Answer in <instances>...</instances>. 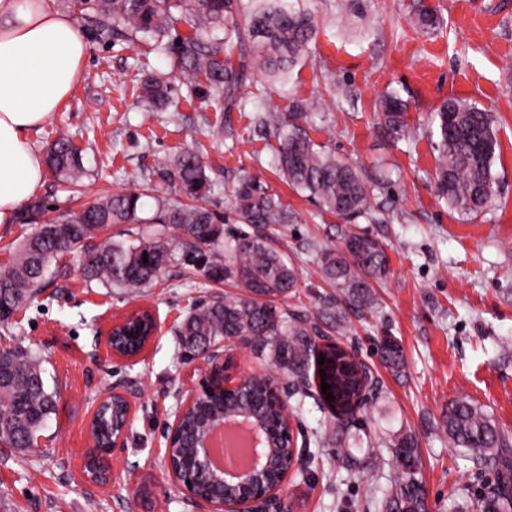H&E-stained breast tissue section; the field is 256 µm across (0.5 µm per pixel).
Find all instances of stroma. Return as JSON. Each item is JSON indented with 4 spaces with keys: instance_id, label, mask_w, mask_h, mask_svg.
<instances>
[{
    "instance_id": "stroma-1",
    "label": "stroma",
    "mask_w": 512,
    "mask_h": 512,
    "mask_svg": "<svg viewBox=\"0 0 512 512\" xmlns=\"http://www.w3.org/2000/svg\"><path fill=\"white\" fill-rule=\"evenodd\" d=\"M363 2L354 10L351 0H315L320 30L308 60L294 70L287 96L270 92L259 107L283 111L294 100L317 103L311 137L375 181L372 202L383 221L359 226L386 245L388 272L374 285L375 309L349 311L338 324L325 318L336 293L315 270L321 250L341 241L344 222L319 214L278 178L276 141L254 129L250 112H232L230 129L220 127V113L205 102V83L183 81L164 44L85 32L83 77L31 144L45 152L57 131H66L82 151L86 174L73 193L46 174L35 198L50 216L64 217L104 195L152 187L143 223L107 229V236L123 240L174 232L172 225L151 221L158 203L179 201L155 166L159 158L199 148L215 184L205 206L221 216L230 213L229 193L239 176L259 177L296 216L276 233L277 246L300 267L291 310L355 351L377 381L354 425L342 433L323 406L306 399L297 421L311 462L306 478L290 482L289 512H375L391 478L379 460L403 432L412 433L419 449L432 512H448L451 489L469 486L474 504L483 486L497 481L490 470L475 479L473 462L449 444L442 427L449 402L471 400L512 435V0ZM423 5L441 12L443 30H415ZM145 71L170 74L168 107L148 110L133 95ZM391 89L408 103L409 133L400 140L375 115L379 95ZM454 98L494 115L500 147L497 198L466 221L436 197L432 180L429 114ZM216 294L236 297L240 291L197 286L177 265L165 268L151 287L114 291L84 282L76 257L53 265L44 288L11 327L0 326V347L35 352L60 391L39 452L19 455L0 447V493L12 512H193L163 468L176 393L203 376L175 329L196 303ZM140 306L156 311L160 334L137 360L114 359L106 332ZM386 335L403 348L402 374L381 361L377 345ZM115 387L129 393L134 415L124 447L112 457L109 483L96 486L83 474L91 446L87 421Z\"/></svg>"
}]
</instances>
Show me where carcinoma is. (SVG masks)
I'll list each match as a JSON object with an SVG mask.
<instances>
[{"label":"carcinoma","instance_id":"1","mask_svg":"<svg viewBox=\"0 0 512 512\" xmlns=\"http://www.w3.org/2000/svg\"><path fill=\"white\" fill-rule=\"evenodd\" d=\"M64 4L76 8L89 29L105 38L139 35L160 43L178 19L185 20L193 32L179 38L177 71L191 82L204 81L207 101L219 112L244 111L240 91L256 75L265 83L257 87L255 98L264 96L269 84L288 93L293 72L309 57L319 31L312 0H64ZM415 24L428 32L443 20L436 9L421 8ZM136 90L147 104L161 106L168 101L171 86L167 77L154 73L142 79ZM311 108L297 100L289 111H263L256 117L259 127L277 140L274 164L280 177L320 211L346 224L377 221L372 190L357 166L336 157L309 134ZM379 111L391 136H405L407 104L398 95L383 96ZM431 124L436 129L438 198L463 218L481 213L493 204L498 188L494 164L499 141L491 113L467 100L450 99L431 114ZM47 163L70 185H78L84 177L81 150L66 134L50 144ZM159 170L187 199L173 208L160 204L159 221L179 225L193 240L169 241L159 233L133 240L107 238L93 251H85V243L110 226L143 221L139 213L144 193L107 195L64 219L49 220L18 245L0 275V302L6 311L14 314L23 309L44 287L51 264L68 254L80 256L86 282L123 290L151 286L164 267L178 261L202 270L210 283L235 285L246 292L239 299L226 297L194 307L176 330L186 348L196 353L224 338L253 336L256 347L268 351L294 381L290 399L305 396L301 385L308 382V374L318 377L323 369L333 400H326L324 394L319 400L336 415L338 428H348L341 418L353 420L360 413L366 365L354 353L338 348L326 350V361L319 364L314 344L318 328L288 311L285 301L299 288L298 267L274 245L269 229L292 223L294 212L278 193L247 173L232 190L238 227L226 232L223 218L198 205L212 184L195 150L166 158ZM242 224L247 229L240 228ZM387 267L385 245L379 238L348 229L340 246L322 250L317 263L320 278L336 288L341 298L326 309L325 316L339 321L347 306L372 307L371 282L385 276ZM378 351L389 368L402 371L405 358L395 338L382 337ZM57 398L39 356L21 347L0 350V445L18 453L36 451L41 432L56 411ZM242 408L261 415L275 433L265 484L277 483L291 448L287 425L260 377L192 408L182 421L174 457L180 460L191 452L204 418ZM123 414L121 402L111 403L97 424L98 439L107 441L112 418ZM443 424L451 444L464 449L475 465L494 468L499 474L512 472V441L482 407L465 398L453 400ZM384 464L395 479L381 502L383 512H427V491L413 436H396ZM476 512H512V487L504 480L497 482L483 495Z\"/></svg>","mask_w":512,"mask_h":512}]
</instances>
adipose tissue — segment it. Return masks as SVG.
I'll return each instance as SVG.
<instances>
[{"label": "adipose tissue", "mask_w": 512, "mask_h": 512, "mask_svg": "<svg viewBox=\"0 0 512 512\" xmlns=\"http://www.w3.org/2000/svg\"><path fill=\"white\" fill-rule=\"evenodd\" d=\"M87 50L75 18L50 0H0V224L44 180L29 136L70 97Z\"/></svg>", "instance_id": "obj_1"}]
</instances>
